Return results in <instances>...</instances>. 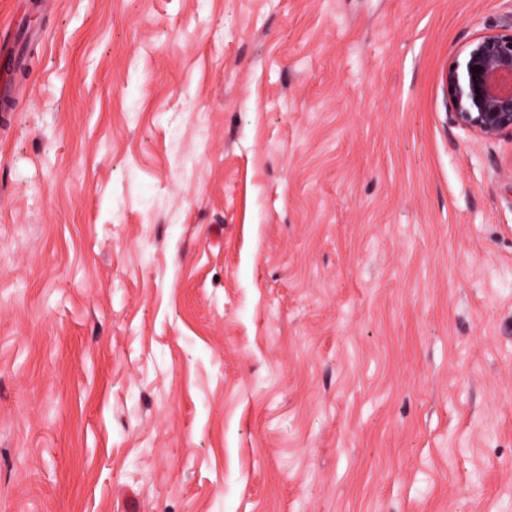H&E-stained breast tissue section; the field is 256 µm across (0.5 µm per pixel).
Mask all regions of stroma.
<instances>
[{
	"mask_svg": "<svg viewBox=\"0 0 512 512\" xmlns=\"http://www.w3.org/2000/svg\"><path fill=\"white\" fill-rule=\"evenodd\" d=\"M512 0H0V512H512ZM445 81L454 126L478 140L512 137V23L472 39L463 58L448 64Z\"/></svg>",
	"mask_w": 512,
	"mask_h": 512,
	"instance_id": "35a3bbf8",
	"label": "stroma"
}]
</instances>
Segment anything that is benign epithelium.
Masks as SVG:
<instances>
[{
  "mask_svg": "<svg viewBox=\"0 0 512 512\" xmlns=\"http://www.w3.org/2000/svg\"><path fill=\"white\" fill-rule=\"evenodd\" d=\"M445 81L454 126L478 140L512 135V25L472 39L463 58L448 64Z\"/></svg>",
  "mask_w": 512,
  "mask_h": 512,
  "instance_id": "benign-epithelium-1",
  "label": "benign epithelium"
}]
</instances>
